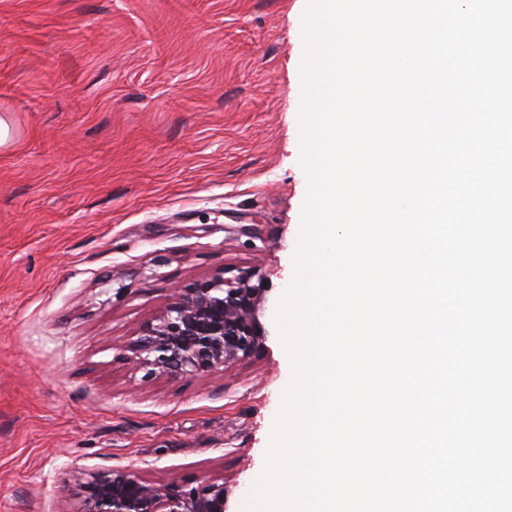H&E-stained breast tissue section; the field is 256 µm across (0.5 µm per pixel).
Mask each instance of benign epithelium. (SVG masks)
Masks as SVG:
<instances>
[{"instance_id":"obj_1","label":"benign epithelium","mask_w":512,"mask_h":512,"mask_svg":"<svg viewBox=\"0 0 512 512\" xmlns=\"http://www.w3.org/2000/svg\"><path fill=\"white\" fill-rule=\"evenodd\" d=\"M175 293L177 302L127 346L129 359L147 375L206 376L252 358L262 347V289L249 277L195 281ZM80 487L76 512H224L225 488L217 482L185 490L114 468L88 475Z\"/></svg>"}]
</instances>
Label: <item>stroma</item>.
<instances>
[{
  "mask_svg": "<svg viewBox=\"0 0 512 512\" xmlns=\"http://www.w3.org/2000/svg\"><path fill=\"white\" fill-rule=\"evenodd\" d=\"M304 54L302 0H0V512H76L112 468L243 512L288 386ZM245 275L255 357L130 362L175 288Z\"/></svg>",
  "mask_w": 512,
  "mask_h": 512,
  "instance_id": "35a3bbf8",
  "label": "stroma"
}]
</instances>
